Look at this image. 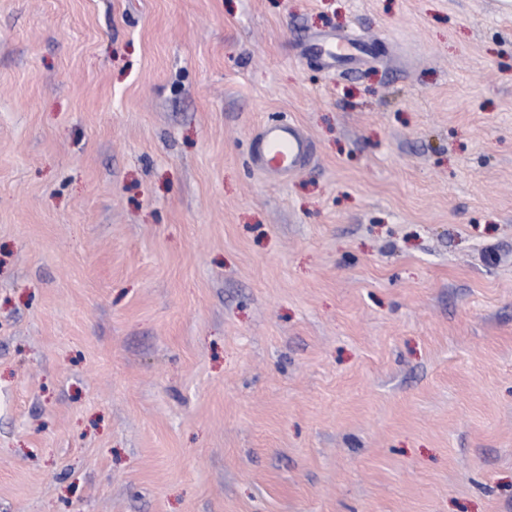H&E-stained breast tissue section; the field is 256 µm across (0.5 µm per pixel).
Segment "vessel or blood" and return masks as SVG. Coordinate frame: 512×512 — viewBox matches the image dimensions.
<instances>
[{"label": "vessel or blood", "instance_id": "1", "mask_svg": "<svg viewBox=\"0 0 512 512\" xmlns=\"http://www.w3.org/2000/svg\"><path fill=\"white\" fill-rule=\"evenodd\" d=\"M306 49L329 67L345 62L358 68L366 63L368 57L366 43L353 38L337 40L322 36L308 42ZM314 154L312 140L293 122L265 123L252 139L253 166L282 181L307 166Z\"/></svg>", "mask_w": 512, "mask_h": 512}]
</instances>
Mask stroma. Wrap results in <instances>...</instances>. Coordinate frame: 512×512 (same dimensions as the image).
Instances as JSON below:
<instances>
[{
  "instance_id": "stroma-1",
  "label": "stroma",
  "mask_w": 512,
  "mask_h": 512,
  "mask_svg": "<svg viewBox=\"0 0 512 512\" xmlns=\"http://www.w3.org/2000/svg\"><path fill=\"white\" fill-rule=\"evenodd\" d=\"M0 512H512L502 0H0ZM306 50L321 58L328 67L345 62L359 68L368 61V47L360 39L336 40L331 36L317 37L308 42ZM312 140L294 122H268L255 133L251 144V161L279 180H287L313 159Z\"/></svg>"
}]
</instances>
